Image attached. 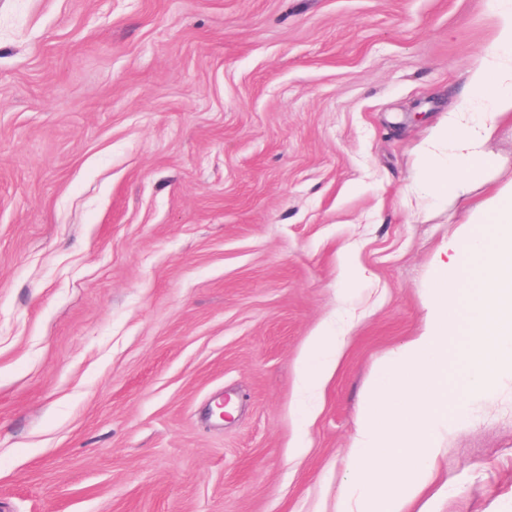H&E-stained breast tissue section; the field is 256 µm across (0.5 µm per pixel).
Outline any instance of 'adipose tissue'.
I'll return each instance as SVG.
<instances>
[{
  "label": "adipose tissue",
  "instance_id": "ef3b65f1",
  "mask_svg": "<svg viewBox=\"0 0 512 512\" xmlns=\"http://www.w3.org/2000/svg\"><path fill=\"white\" fill-rule=\"evenodd\" d=\"M498 35L494 48L470 68L464 92L424 148L429 164L422 179L425 193L437 196L448 187L445 168L435 155L440 142L456 147L455 172L465 177L485 161L483 146L504 115L512 112V0H495ZM335 340L326 333L314 336L303 355L302 379L319 388L335 367Z\"/></svg>",
  "mask_w": 512,
  "mask_h": 512
}]
</instances>
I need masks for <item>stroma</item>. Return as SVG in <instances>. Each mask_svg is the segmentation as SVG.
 <instances>
[{
    "instance_id": "1",
    "label": "stroma",
    "mask_w": 512,
    "mask_h": 512,
    "mask_svg": "<svg viewBox=\"0 0 512 512\" xmlns=\"http://www.w3.org/2000/svg\"><path fill=\"white\" fill-rule=\"evenodd\" d=\"M497 31L493 0H0V512H336L438 252L512 188L509 114L417 192ZM443 446L433 512H512L511 371ZM318 333L303 355L302 379L309 389H318L331 375L335 367V353L341 346L339 336ZM335 344V349H334Z\"/></svg>"
}]
</instances>
